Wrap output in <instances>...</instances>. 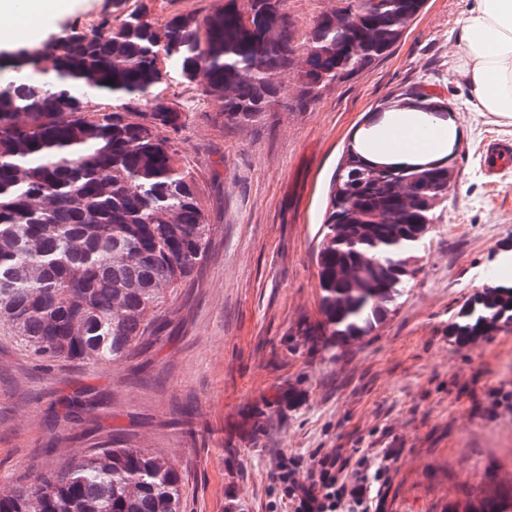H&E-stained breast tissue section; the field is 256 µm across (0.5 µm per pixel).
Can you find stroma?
I'll return each instance as SVG.
<instances>
[{"label":"stroma","mask_w":512,"mask_h":512,"mask_svg":"<svg viewBox=\"0 0 512 512\" xmlns=\"http://www.w3.org/2000/svg\"><path fill=\"white\" fill-rule=\"evenodd\" d=\"M470 6L425 0L385 57L307 108L289 78L253 123H228L168 71L161 91L183 120L169 145L211 226L206 257L129 359L47 366L0 328V487L108 445L175 457L185 512H295L275 474L337 448L392 452V512H448L472 487L512 478V330L469 345L448 331L480 273L512 252V166L490 176L482 158L488 142L512 144L511 122L461 113L448 197L385 322L332 355L303 334L322 319L315 255L343 152L408 87L460 105ZM78 396L95 399L93 414L63 422Z\"/></svg>","instance_id":"1"}]
</instances>
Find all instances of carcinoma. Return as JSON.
Here are the masks:
<instances>
[{
	"label": "carcinoma",
	"mask_w": 512,
	"mask_h": 512,
	"mask_svg": "<svg viewBox=\"0 0 512 512\" xmlns=\"http://www.w3.org/2000/svg\"><path fill=\"white\" fill-rule=\"evenodd\" d=\"M286 0H224L210 14L158 22L141 4L68 28L14 63L51 64L57 82L23 77L0 87V325L49 362L106 365L152 334L169 290L189 278L210 243L189 174L164 132L181 126L158 91L178 67L233 124L257 120L287 92L299 105L387 54L424 0H348L301 34ZM305 57L297 68V56ZM423 115L448 105L405 91ZM110 101L90 109L92 99ZM145 109L148 118H129ZM452 155L377 165L351 142L332 179L316 253L323 320L303 334L336 348L382 323L417 273L412 252L448 194ZM512 325V284L468 298L450 327L464 344ZM94 403L72 399L64 419ZM177 460L149 448H101L0 491V512H183ZM464 512H512V480L490 481Z\"/></svg>",
	"instance_id": "cac0c4a2"
}]
</instances>
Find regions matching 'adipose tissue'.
Instances as JSON below:
<instances>
[{
  "mask_svg": "<svg viewBox=\"0 0 512 512\" xmlns=\"http://www.w3.org/2000/svg\"><path fill=\"white\" fill-rule=\"evenodd\" d=\"M71 0H0V16L17 21L26 36L38 35L39 24L65 13ZM461 67L467 77V111L512 118V0H476L462 23ZM384 144L396 160L432 151L436 144L455 147L460 134L456 117L425 126L419 116L386 115Z\"/></svg>",
  "mask_w": 512,
  "mask_h": 512,
  "instance_id": "obj_1",
  "label": "adipose tissue"
}]
</instances>
